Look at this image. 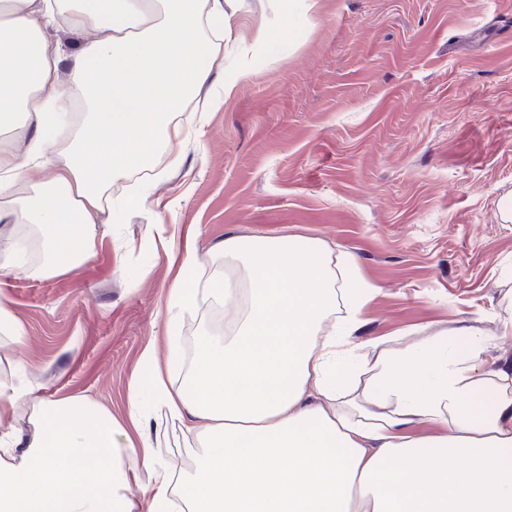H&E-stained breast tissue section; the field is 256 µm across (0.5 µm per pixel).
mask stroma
<instances>
[{"label":"stroma","mask_w":512,"mask_h":512,"mask_svg":"<svg viewBox=\"0 0 512 512\" xmlns=\"http://www.w3.org/2000/svg\"><path fill=\"white\" fill-rule=\"evenodd\" d=\"M264 27L249 73L166 168L147 206L101 214L97 253L51 279L0 275L23 342L10 358L48 398L92 400L127 422L141 354H166L162 248L199 260L225 236L301 235L351 253L380 288L361 341L410 344L437 323L498 335L512 284V0H237L239 37ZM165 235H158V227ZM156 456L189 474L198 449L179 423Z\"/></svg>","instance_id":"stroma-1"}]
</instances>
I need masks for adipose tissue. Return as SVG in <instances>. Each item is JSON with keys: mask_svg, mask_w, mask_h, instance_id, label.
<instances>
[{"mask_svg": "<svg viewBox=\"0 0 512 512\" xmlns=\"http://www.w3.org/2000/svg\"><path fill=\"white\" fill-rule=\"evenodd\" d=\"M231 4L0 0V271H75L99 212L145 204L160 162L180 160L189 103L224 70ZM63 31L84 39L66 47ZM211 262L204 281L192 249L171 255L166 333L215 304L224 330L199 334L177 386V344L163 362L143 353L131 430L0 381V512H512V362L491 356L495 339L442 326L370 360L353 338L379 290L355 283L349 253L230 235ZM168 420L201 446L180 479L145 429ZM132 455L151 472L138 498Z\"/></svg>", "mask_w": 512, "mask_h": 512, "instance_id": "obj_1", "label": "adipose tissue"}]
</instances>
